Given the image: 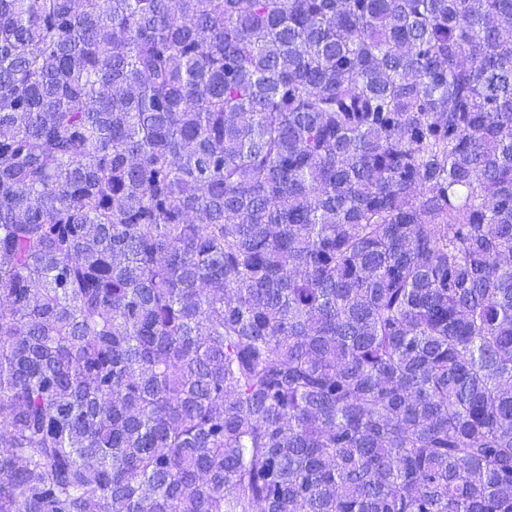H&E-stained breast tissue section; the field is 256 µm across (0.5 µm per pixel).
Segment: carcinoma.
<instances>
[{
  "label": "carcinoma",
  "instance_id": "1",
  "mask_svg": "<svg viewBox=\"0 0 512 512\" xmlns=\"http://www.w3.org/2000/svg\"><path fill=\"white\" fill-rule=\"evenodd\" d=\"M0 512H512V0H0Z\"/></svg>",
  "mask_w": 512,
  "mask_h": 512
}]
</instances>
